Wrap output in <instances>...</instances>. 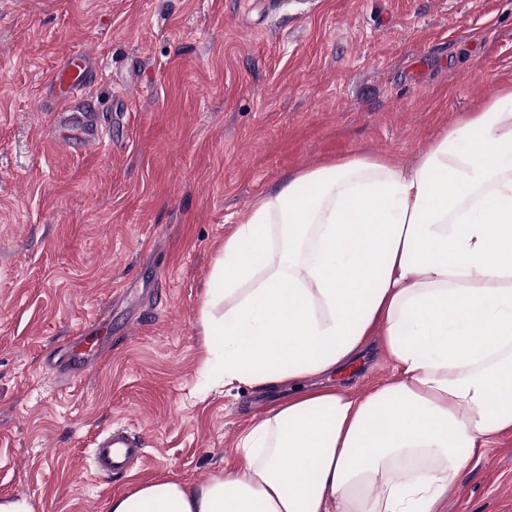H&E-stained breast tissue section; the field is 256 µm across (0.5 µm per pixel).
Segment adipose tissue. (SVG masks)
Returning a JSON list of instances; mask_svg holds the SVG:
<instances>
[{
	"mask_svg": "<svg viewBox=\"0 0 512 512\" xmlns=\"http://www.w3.org/2000/svg\"><path fill=\"white\" fill-rule=\"evenodd\" d=\"M199 323L225 385L290 393L240 437L241 466L142 482L108 512H441L512 430V84L412 166L348 155L258 196ZM375 335L393 381L304 388Z\"/></svg>",
	"mask_w": 512,
	"mask_h": 512,
	"instance_id": "1",
	"label": "adipose tissue"
}]
</instances>
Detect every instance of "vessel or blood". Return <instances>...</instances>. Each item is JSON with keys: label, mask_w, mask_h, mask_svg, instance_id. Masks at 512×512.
I'll list each match as a JSON object with an SVG mask.
<instances>
[{"label": "vessel or blood", "mask_w": 512, "mask_h": 512, "mask_svg": "<svg viewBox=\"0 0 512 512\" xmlns=\"http://www.w3.org/2000/svg\"><path fill=\"white\" fill-rule=\"evenodd\" d=\"M92 62L93 58L88 54L64 56L51 80L52 96L59 107V118L69 122L74 139L85 150H108L112 141L92 115H85L79 121L70 118L74 103L92 75ZM108 347L104 339L79 335L66 355L51 362L50 368L62 377H80ZM90 456L97 475L109 478L126 473L131 465L142 462L145 449L139 433L122 425H113L97 436Z\"/></svg>", "instance_id": "1"}]
</instances>
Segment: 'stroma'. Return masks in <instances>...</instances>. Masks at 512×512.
Here are the masks:
<instances>
[{
  "label": "stroma",
  "mask_w": 512,
  "mask_h": 512,
  "mask_svg": "<svg viewBox=\"0 0 512 512\" xmlns=\"http://www.w3.org/2000/svg\"><path fill=\"white\" fill-rule=\"evenodd\" d=\"M112 132L62 146L48 83L65 52ZM512 84V0H0V496L33 512H107L154 477L206 481L287 389L208 373L199 306L226 236L260 194L329 159L412 165L445 124ZM125 291V304L113 294ZM112 347L60 384L45 358L78 328ZM333 385L390 380L378 345ZM144 438L125 477L88 451ZM442 512H512V433L461 471ZM90 456L97 475L112 478L141 463L145 448L139 433L127 426L112 425L97 436Z\"/></svg>",
  "instance_id": "obj_1"
}]
</instances>
